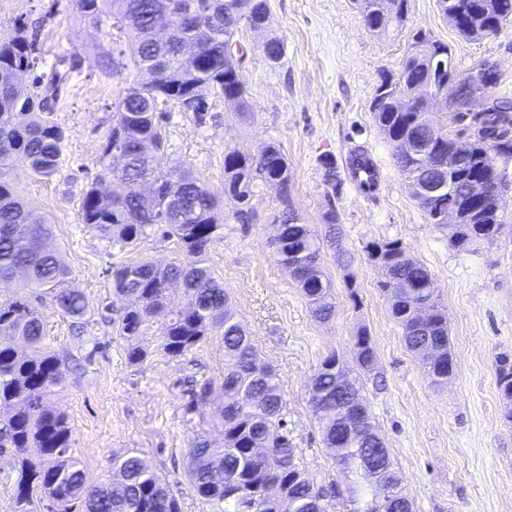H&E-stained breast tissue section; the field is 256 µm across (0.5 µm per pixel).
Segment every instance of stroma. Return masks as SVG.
<instances>
[{"label": "stroma", "instance_id": "obj_1", "mask_svg": "<svg viewBox=\"0 0 512 512\" xmlns=\"http://www.w3.org/2000/svg\"><path fill=\"white\" fill-rule=\"evenodd\" d=\"M265 27H241L247 50L241 75L250 110L239 114L221 98L210 101L203 122L164 106L163 164L183 162L215 194L224 192V151L256 155L277 145L292 178L287 191L262 186L252 200L253 217L242 223L236 203L225 198L215 218L223 236L206 259L231 295L234 311L252 336L262 362L272 365L286 400L288 436L305 473L321 486L342 478L326 454L307 402L308 377L331 354L354 366L353 338L367 331L377 352L373 371L359 372L362 395L402 478L415 512H512V422L496 375V358H512V234L494 243L453 246L451 227L429 224L393 162V145L370 109L382 72L398 71L416 32L447 44L461 74L482 61L496 64L500 79L492 95L512 100V22L484 39L463 37L439 12L436 0H409L403 30L369 31L356 0H267ZM23 31L37 48V61L21 83L34 77L54 84L57 98L47 119L65 133L62 167L49 179L16 162L17 194L53 229L48 241L70 273L68 288L88 302L82 324L60 314L50 298L38 301L45 342L66 368V379L49 398L72 429V453L87 484L112 480L113 456L137 451L160 475L182 512H212L185 472L189 443L199 435L219 442L221 425L205 405L188 410L191 381L219 378L217 340L187 356L158 355L139 365L127 360L126 340L102 322L98 310L109 297L111 268L138 260L159 265L178 259L172 241L153 234L134 248L102 238L79 220L81 199L99 182V158L126 88L146 82L144 73L113 64L128 42L112 18L93 19L77 0H0V39ZM270 38L284 45L280 63L261 50ZM381 163V185L365 197L349 177L353 148ZM343 181L340 193L326 183L324 160ZM101 190L109 183L99 182ZM291 204L302 223L322 229L335 211L338 247H324L321 265L332 283L336 310L317 320L300 287L277 262L272 242L276 219ZM400 241L431 272L448 316L456 362L442 386L428 382L403 341L381 289L382 269L369 260L373 241Z\"/></svg>", "mask_w": 512, "mask_h": 512}]
</instances>
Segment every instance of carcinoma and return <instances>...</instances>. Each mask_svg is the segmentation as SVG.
Segmentation results:
<instances>
[{
  "instance_id": "1",
  "label": "carcinoma",
  "mask_w": 512,
  "mask_h": 512,
  "mask_svg": "<svg viewBox=\"0 0 512 512\" xmlns=\"http://www.w3.org/2000/svg\"><path fill=\"white\" fill-rule=\"evenodd\" d=\"M471 0H436L438 9L452 4L465 10L458 33L481 39L497 34L512 20V0H487L489 9H468ZM199 22L155 37L170 10L186 0H78L80 9L95 17H120L129 39V61L137 69L156 72L151 87L128 89L109 131L100 157L102 176L113 178L121 189L100 191L91 185L84 194L81 222L100 236L125 247L138 245L150 233L172 240L183 258L164 267L150 261L129 263L112 270V298L122 303L114 320L119 335L128 342L129 363L138 365L159 353L181 358L211 337H220L224 371L218 379L192 386L188 410L199 404L212 407L224 426V443L217 446L197 437L187 451L186 473L195 493L210 503L213 512H331V501L300 469L288 438L280 381L271 366L261 362L240 321L230 307L224 283L205 264L204 255L220 239L215 223L216 195L183 163L166 168L157 163L164 149L159 104L173 103L185 111L184 99L193 95L203 103L209 97L236 101L247 112L250 104L241 75L224 59V40L238 38L241 24L254 29L268 11L267 0H193ZM367 28L387 35L403 26L409 0H397L392 11L385 0H362ZM34 43L21 34L0 41V280L11 281L18 271L50 296L60 312L72 319L86 314L84 295L62 287L69 269L61 255L47 246L52 225L32 214L14 193L11 161L19 156L34 174L49 178L62 162L63 129L42 117L48 92L25 94L13 88L19 69L34 67ZM448 46L422 34L414 36L412 49L397 73H382L375 87L371 112L390 142L411 140L421 131L431 132V164L444 171L442 188L424 191L429 175L413 154L394 150V164L408 182L427 221L436 223L438 212L453 207L459 218L453 233L457 247L472 242L492 243L501 235L499 194L505 171L491 163L489 154L512 158V101L494 99L471 117L473 132L465 141L467 163L454 166L458 139L435 128L426 111L431 97L451 99L470 107L479 100L473 80L499 75L488 62L448 86ZM227 180L224 193L240 202L253 198L255 189L291 180L280 148L269 146L262 157L228 149L224 154ZM485 181L491 190L480 200L469 196V182ZM281 237L276 239L278 262L291 267V276L314 306L320 319L334 314L330 284L320 269L321 243L294 211L281 213ZM368 256L387 264L396 282L391 289V316L402 329L404 343L422 362L434 384L448 379L455 361L448 350V321L437 301L430 271L397 241L373 242ZM179 290L184 305L168 309L170 290ZM432 310L424 321L418 311ZM166 314L158 326L154 318ZM44 323L27 297L0 303V451L10 449L20 458L16 481L17 512H35L45 497L59 512H182L179 500L139 453L129 451L112 458V482L85 484L79 461L70 454L71 431L63 416L45 405V398L64 378L59 356L43 345ZM356 364L370 370L376 362L372 338L365 330L354 337ZM499 386L512 398V361L496 360ZM308 404L317 421L329 457L350 482V512H376L375 497L383 492L398 498L393 512H414L404 493L383 437L370 432L372 414L364 402L359 382L340 366L336 354L325 358L306 384Z\"/></svg>"
}]
</instances>
